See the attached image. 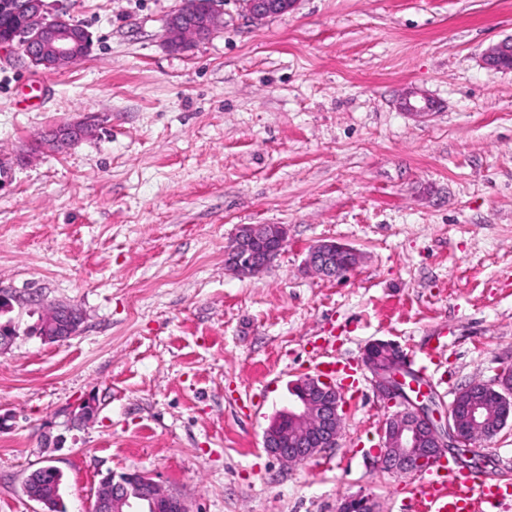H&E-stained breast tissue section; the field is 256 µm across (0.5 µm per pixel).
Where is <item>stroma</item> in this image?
I'll use <instances>...</instances> for the list:
<instances>
[{
  "label": "stroma",
  "instance_id": "stroma-1",
  "mask_svg": "<svg viewBox=\"0 0 512 512\" xmlns=\"http://www.w3.org/2000/svg\"><path fill=\"white\" fill-rule=\"evenodd\" d=\"M92 53L54 71L0 54V290L17 337L0 356V512H42L27 476L63 475L90 512L108 474L139 471L192 512H335L341 497L406 512L422 473L380 463L394 412L364 379L335 448L287 465L263 435L313 363L395 342L439 412L512 368V0H297L184 52L165 44L179 0H66ZM432 99L417 122L406 92ZM103 116L66 152L42 132ZM242 224H282L261 275L224 252ZM359 255L343 278L305 269L311 245ZM79 309L70 338L34 328ZM91 414H84L85 404ZM512 479V424L479 443ZM484 63L494 69H512V38L488 47L484 54Z\"/></svg>",
  "mask_w": 512,
  "mask_h": 512
}]
</instances>
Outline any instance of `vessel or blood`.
<instances>
[{"label":"vessel or blood","instance_id":"1","mask_svg":"<svg viewBox=\"0 0 512 512\" xmlns=\"http://www.w3.org/2000/svg\"><path fill=\"white\" fill-rule=\"evenodd\" d=\"M316 369L346 392L357 393L361 380L358 364L322 361ZM509 499L511 483H491L481 473L462 472L439 462L428 469L410 512H489Z\"/></svg>","mask_w":512,"mask_h":512}]
</instances>
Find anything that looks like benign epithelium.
I'll use <instances>...</instances> for the list:
<instances>
[{"label":"benign epithelium","instance_id":"7a95c632","mask_svg":"<svg viewBox=\"0 0 512 512\" xmlns=\"http://www.w3.org/2000/svg\"><path fill=\"white\" fill-rule=\"evenodd\" d=\"M246 16L261 22L291 10L296 0H242ZM0 7L21 17L20 26L7 36L0 35V52L19 48L29 66L55 71L85 58L93 47L92 35L75 22L66 7L52 8L47 0H4ZM224 25V0H180L166 18V45L173 51H186L193 41ZM484 63L494 69H512V39L488 47ZM403 111L418 120L431 116L434 102L411 93L400 102ZM96 123L76 121L59 125L49 132V141L59 151L68 150L93 132ZM287 243V230L281 224H243L225 251L227 267L243 275L264 272ZM358 254L332 240L313 245L306 269L318 276H336L355 267ZM53 316L44 325L42 338L58 341L75 335L82 313L68 305L53 306ZM363 363L379 398L398 406L383 430L382 463L392 472L413 473L440 458L450 448L460 458L480 464L471 453L478 440L490 439L512 420V370L503 372L496 383L484 388L497 398L500 414L491 420L484 398L461 388L441 419L432 396L422 393L411 398L409 382L415 378L405 354L384 340L369 343ZM291 407L281 411L264 433V448L278 460L293 464L336 447L341 421V395L336 386L322 377L305 376L298 380ZM93 512H189L178 496L162 489L143 473H125L105 480L99 486ZM335 512H379L372 498L363 495L343 498Z\"/></svg>","mask_w":512,"mask_h":512}]
</instances>
